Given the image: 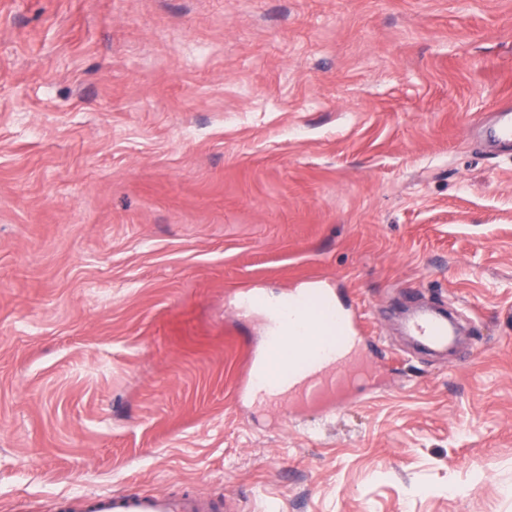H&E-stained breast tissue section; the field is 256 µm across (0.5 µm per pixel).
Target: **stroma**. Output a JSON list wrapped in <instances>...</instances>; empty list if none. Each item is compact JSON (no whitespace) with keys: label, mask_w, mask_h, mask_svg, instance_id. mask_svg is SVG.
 <instances>
[{"label":"stroma","mask_w":512,"mask_h":512,"mask_svg":"<svg viewBox=\"0 0 512 512\" xmlns=\"http://www.w3.org/2000/svg\"><path fill=\"white\" fill-rule=\"evenodd\" d=\"M512 0H0V512H512ZM325 291L398 362L237 398ZM457 309L414 354L396 310ZM512 109L504 108L498 112L494 123L484 129L487 138L497 145L511 146L512 144ZM88 510L90 512H222V510L235 509L226 501L222 505L219 502L195 496L174 498L156 491L127 489L91 497Z\"/></svg>","instance_id":"obj_1"}]
</instances>
